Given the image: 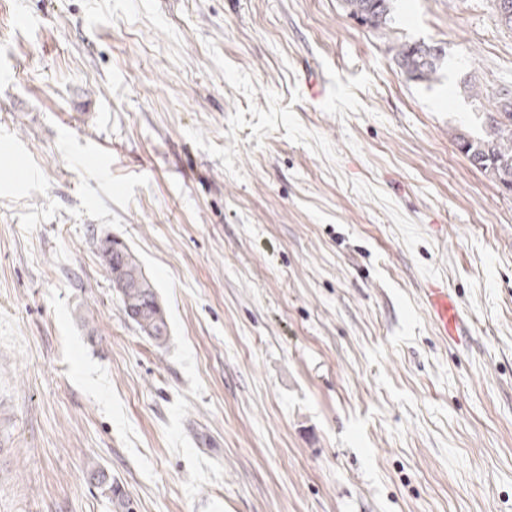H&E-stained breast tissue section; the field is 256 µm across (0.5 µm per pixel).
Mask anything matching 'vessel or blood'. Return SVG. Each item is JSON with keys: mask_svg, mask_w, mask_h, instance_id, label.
Segmentation results:
<instances>
[{"mask_svg": "<svg viewBox=\"0 0 512 512\" xmlns=\"http://www.w3.org/2000/svg\"><path fill=\"white\" fill-rule=\"evenodd\" d=\"M421 293L424 309L440 340L457 346L465 345L471 336L469 325L462 306L447 284L439 279L428 280Z\"/></svg>", "mask_w": 512, "mask_h": 512, "instance_id": "1", "label": "vessel or blood"}]
</instances>
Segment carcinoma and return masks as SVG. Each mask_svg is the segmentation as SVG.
<instances>
[{
  "label": "carcinoma",
  "instance_id": "1",
  "mask_svg": "<svg viewBox=\"0 0 512 512\" xmlns=\"http://www.w3.org/2000/svg\"><path fill=\"white\" fill-rule=\"evenodd\" d=\"M349 15L371 29H379L391 20V0H344ZM394 60L402 73L416 82L438 80L445 65L446 56L433 52V45L426 42L400 43L393 47ZM470 164L491 173L499 184L512 182V92H499L495 111L489 113L484 135L474 138L465 133L455 136ZM99 254L108 271L118 273V279L126 282L129 289L120 293V303L125 314H134L139 330L160 346L167 340L168 329L164 310L159 304L154 285L145 277L141 266L126 247L110 238L101 240ZM90 477L97 481L108 497L113 512H131L129 495L106 476L101 467L94 466Z\"/></svg>",
  "mask_w": 512,
  "mask_h": 512
}]
</instances>
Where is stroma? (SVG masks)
Returning a JSON list of instances; mask_svg holds the SVG:
<instances>
[{
	"label": "stroma",
	"mask_w": 512,
	"mask_h": 512,
	"mask_svg": "<svg viewBox=\"0 0 512 512\" xmlns=\"http://www.w3.org/2000/svg\"><path fill=\"white\" fill-rule=\"evenodd\" d=\"M505 88L493 0H0V512H512V191L454 141ZM391 0H344L349 15L371 29L385 27L391 20ZM436 44L426 42L400 43L393 47L394 60L401 73H408V80L416 82L437 81L445 65L446 56L433 52ZM99 254L108 271L118 273V288H126L120 292V303L124 313L139 330L156 345H163L167 340L168 329L164 310L159 304L154 285L145 277L141 266L126 247L112 241V238L101 240ZM133 287V288H131ZM130 313L140 317V321ZM422 303L442 342L448 340L464 346L471 336L462 306L448 290V284L439 279L426 281L421 288ZM90 477L97 481V487L100 488L108 497L114 512H130L131 500L129 495L118 484L112 482V475L101 467L93 466L90 470Z\"/></svg>",
	"instance_id": "obj_1"
}]
</instances>
